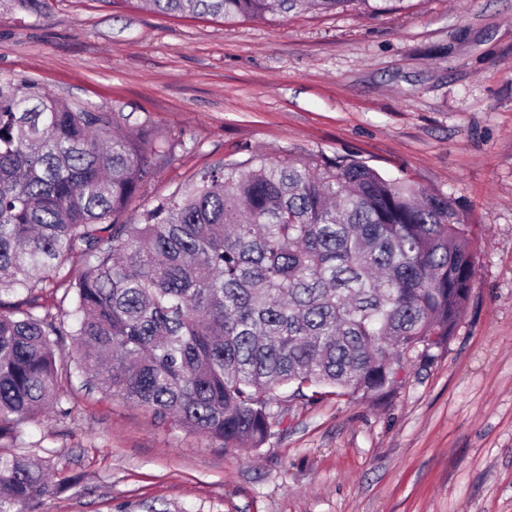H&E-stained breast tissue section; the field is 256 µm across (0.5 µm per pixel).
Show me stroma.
<instances>
[{"label":"stroma","mask_w":512,"mask_h":512,"mask_svg":"<svg viewBox=\"0 0 512 512\" xmlns=\"http://www.w3.org/2000/svg\"><path fill=\"white\" fill-rule=\"evenodd\" d=\"M13 77L171 147L140 204L253 153H348L447 197L475 253L455 334L393 397L288 400L257 450L72 380L70 416L0 443L50 462L24 512H512V0L230 21L49 0L40 18L0 8Z\"/></svg>","instance_id":"1"}]
</instances>
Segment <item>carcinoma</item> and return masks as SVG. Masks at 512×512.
I'll return each mask as SVG.
<instances>
[{
    "label": "carcinoma",
    "instance_id": "cac0c4a2",
    "mask_svg": "<svg viewBox=\"0 0 512 512\" xmlns=\"http://www.w3.org/2000/svg\"><path fill=\"white\" fill-rule=\"evenodd\" d=\"M157 13L279 17L404 0H146ZM40 15L46 0H8ZM132 115L0 80V297L51 281L72 319L0 310V442L62 408L67 375L224 446L259 449L281 395L391 397L453 336L475 275L448 199L353 156L222 161L130 209L165 145ZM81 270L61 273L70 257ZM48 492V465L0 455V512Z\"/></svg>",
    "mask_w": 512,
    "mask_h": 512
}]
</instances>
